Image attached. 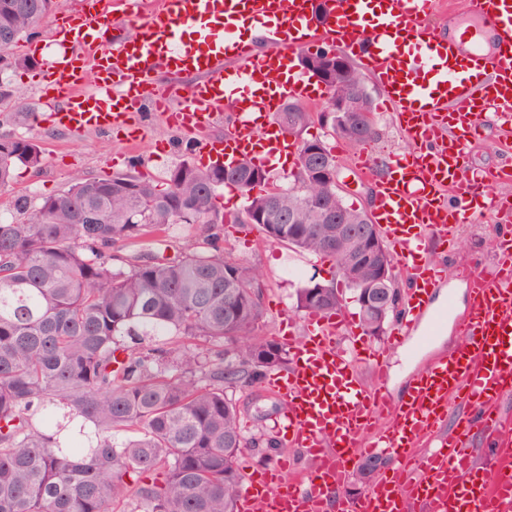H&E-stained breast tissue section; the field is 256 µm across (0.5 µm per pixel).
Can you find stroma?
<instances>
[{
    "label": "stroma",
    "instance_id": "obj_1",
    "mask_svg": "<svg viewBox=\"0 0 512 512\" xmlns=\"http://www.w3.org/2000/svg\"><path fill=\"white\" fill-rule=\"evenodd\" d=\"M40 65V57L34 55L28 66L0 70V84L7 86L10 91L9 96L0 98V135L35 139L46 158L44 167L38 171L17 167L9 186L0 187L1 215L12 217L16 197L25 196L31 201H39L64 188L76 175L107 177L116 173H131L161 184L173 166L192 161L194 136L169 130L154 112L145 114L142 138L133 150L128 149L124 141L115 135L90 132L72 136L45 124L32 123L29 115L37 109L42 93L36 74ZM304 136L323 140L335 154L340 164V180L345 186L346 204L355 209L370 207L375 185L365 181L352 168L357 148L334 139L329 130L317 122L308 126ZM465 165L471 170L489 172L502 166H512V146L506 145L497 133L487 132L480 143L468 149ZM505 230V225L497 223L490 216L463 225L453 245L457 261L479 257L485 263H492L493 243ZM202 240L203 236L196 227L176 224L159 238L139 236L118 241L113 245L112 252L122 260L139 255L173 259L188 245ZM218 247L263 273L266 287L259 333L275 341H282L281 330L286 325L290 326L293 335L301 333L306 313L296 307L298 288L314 281L337 288L340 294L346 296L349 292L331 261L267 240L253 225L225 224ZM427 327V321H420L393 343L389 342L387 334L371 336L363 325L355 327L357 335L367 345L384 347L391 372L385 390L392 400L402 399L412 375L431 356L452 349L458 342L453 325L448 324L428 346H421L419 340ZM235 398L243 409L241 425L245 435L257 438L273 436V417L280 406L265 394L263 385H256L245 393H236Z\"/></svg>",
    "mask_w": 512,
    "mask_h": 512
}]
</instances>
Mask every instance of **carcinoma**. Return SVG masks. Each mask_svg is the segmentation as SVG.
I'll return each instance as SVG.
<instances>
[{
    "instance_id": "1",
    "label": "carcinoma",
    "mask_w": 512,
    "mask_h": 512,
    "mask_svg": "<svg viewBox=\"0 0 512 512\" xmlns=\"http://www.w3.org/2000/svg\"><path fill=\"white\" fill-rule=\"evenodd\" d=\"M62 0H0V56L8 65L24 37ZM358 68L343 94L358 89ZM336 138L363 147L376 122ZM39 143L0 136V187L17 166L38 170ZM269 173L249 158L224 167L182 163L166 186L129 173L76 175L34 205L17 199L22 218L0 222V512H235L242 485L238 461L256 446L241 426L227 390L247 391L286 364V350L258 334L263 275L214 241L224 224L218 189L245 198L238 223L267 211L257 225L266 239L332 261L347 271V247L321 221L328 202L342 214L336 188L292 177L261 191ZM197 224L203 249L177 259L112 264V244L125 237ZM337 290L296 308L329 313ZM277 355L268 367L265 348Z\"/></svg>"
}]
</instances>
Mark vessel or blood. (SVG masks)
Returning a JSON list of instances; mask_svg holds the SVG:
<instances>
[{
	"instance_id": "1",
	"label": "vessel or blood",
	"mask_w": 512,
	"mask_h": 512,
	"mask_svg": "<svg viewBox=\"0 0 512 512\" xmlns=\"http://www.w3.org/2000/svg\"><path fill=\"white\" fill-rule=\"evenodd\" d=\"M434 10V0H155L139 37L122 39L112 31L134 17L132 0H89L54 16L75 49L45 59L36 119L72 134L123 131L134 145L150 110L195 135L199 163L247 156L277 173L296 159L297 142L272 112L321 98L285 68L287 54L321 43L351 51L419 145L412 159L390 157L383 174L370 149L355 162L376 182L371 219L409 279L402 335L448 272L424 242L450 247L457 225L487 213L512 221V197L489 189L507 172L464 167L482 125L512 136V0H469L474 24L462 44L424 27ZM162 69L170 81H157ZM497 249L493 272L463 271L472 304L455 321L459 344L416 373L400 402L386 394L383 355L359 344L350 319L309 312L289 367L267 384L294 454L246 472L238 512H512V238ZM475 429L497 463L490 482L476 469ZM371 454L394 464L339 500L352 462Z\"/></svg>"
}]
</instances>
